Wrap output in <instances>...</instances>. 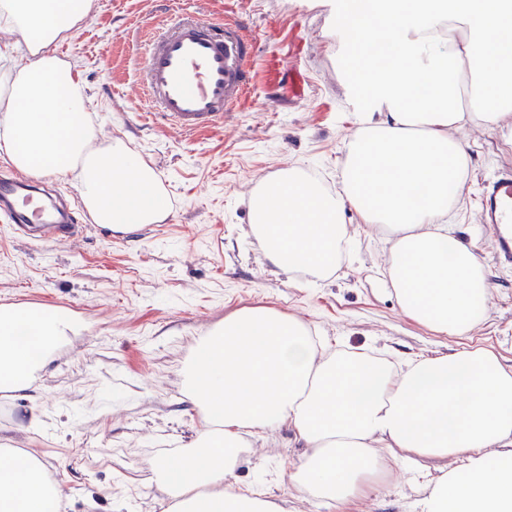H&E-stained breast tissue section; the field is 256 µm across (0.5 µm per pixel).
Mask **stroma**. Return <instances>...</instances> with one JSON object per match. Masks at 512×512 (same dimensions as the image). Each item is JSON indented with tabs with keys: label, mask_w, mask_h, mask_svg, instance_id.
<instances>
[{
	"label": "stroma",
	"mask_w": 512,
	"mask_h": 512,
	"mask_svg": "<svg viewBox=\"0 0 512 512\" xmlns=\"http://www.w3.org/2000/svg\"><path fill=\"white\" fill-rule=\"evenodd\" d=\"M238 22L253 40L251 79L224 124L188 136L148 115L139 67L149 41L179 16ZM336 0H94L79 31L54 48L80 73L99 144L121 139L154 168L172 199L160 224L117 233L90 224L71 242L16 234L0 222V308L64 311L80 336L56 348L21 395L0 393V443L35 452L62 485L60 512H166L160 460L187 447L200 416L180 369L195 339L241 308L267 305L300 318L328 350L393 362L494 347L512 361V263L481 223L482 180L512 172L500 134L466 126L471 191L444 222L491 266L488 320L468 339L440 336L401 311L385 283L390 243L347 213L357 243L314 285L289 282L248 235L249 198L291 166L337 187L360 110L336 59ZM304 450L288 429L245 449L230 480L259 490L279 512H333L298 499L286 482ZM421 483L394 472L351 512H414Z\"/></svg>",
	"instance_id": "obj_1"
}]
</instances>
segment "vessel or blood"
<instances>
[{
  "instance_id": "1",
  "label": "vessel or blood",
  "mask_w": 512,
  "mask_h": 512,
  "mask_svg": "<svg viewBox=\"0 0 512 512\" xmlns=\"http://www.w3.org/2000/svg\"><path fill=\"white\" fill-rule=\"evenodd\" d=\"M252 51L237 23L183 20L152 39L140 82L155 113L194 134L223 124L243 97ZM481 206L503 258L512 262V173L485 180ZM0 215L10 224L37 227L44 238L71 235L77 223L73 206L14 173L0 175Z\"/></svg>"
}]
</instances>
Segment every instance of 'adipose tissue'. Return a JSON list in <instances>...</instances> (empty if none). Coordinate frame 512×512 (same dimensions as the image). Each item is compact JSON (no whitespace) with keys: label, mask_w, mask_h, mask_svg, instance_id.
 Returning <instances> with one entry per match:
<instances>
[{"label":"adipose tissue","mask_w":512,"mask_h":512,"mask_svg":"<svg viewBox=\"0 0 512 512\" xmlns=\"http://www.w3.org/2000/svg\"><path fill=\"white\" fill-rule=\"evenodd\" d=\"M94 0H0V26L28 63L0 93V149L21 172L74 174L95 223L128 233L162 221L167 194L151 165L122 142L96 147L83 84L51 51L72 37ZM346 64L366 106L349 136L341 180L325 189L291 167L250 199V234L290 281L328 279L351 259L355 212L386 227L387 279L403 313L433 333L465 338L490 310L486 264L443 220L470 190L457 129L512 143V0H372L346 25ZM393 42L381 68L368 47ZM77 330L57 311L0 312V391L29 388ZM202 426L159 472L170 512H273L262 493L227 483L248 438L288 428L306 447L288 482L338 512L390 469L441 474L417 512H512V365L465 346L394 370L384 356L325 352L298 318L259 306L197 338L184 368ZM61 485L36 454L0 448V512H56Z\"/></svg>","instance_id":"obj_1"}]
</instances>
